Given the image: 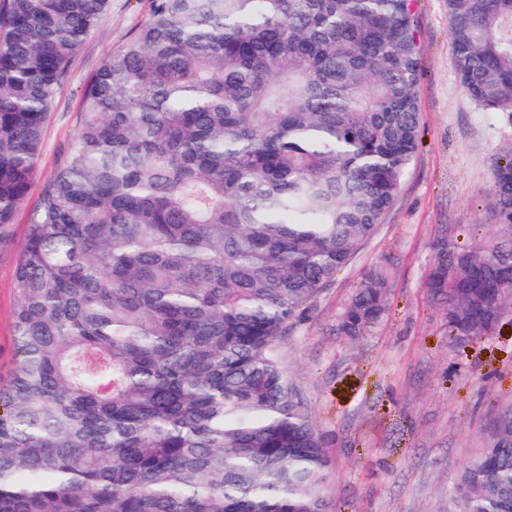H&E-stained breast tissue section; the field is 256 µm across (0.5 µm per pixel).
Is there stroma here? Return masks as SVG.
Returning a JSON list of instances; mask_svg holds the SVG:
<instances>
[{"label":"stroma","mask_w":512,"mask_h":512,"mask_svg":"<svg viewBox=\"0 0 512 512\" xmlns=\"http://www.w3.org/2000/svg\"><path fill=\"white\" fill-rule=\"evenodd\" d=\"M149 0H110L76 52L45 127L35 186L62 161L81 120V91L108 52L140 24ZM417 88L421 145L393 209L354 261L294 321L281 342L283 367L306 402L331 458L328 490L337 512H448L449 494L483 445L498 410L512 402V325L458 348L424 283L433 243L457 244L496 222L489 188L493 159L512 124L467 98L452 64L446 0H418ZM27 199L0 247V375L13 364L14 267L34 216ZM395 263L390 314L352 342L336 333V312L364 269Z\"/></svg>","instance_id":"1"}]
</instances>
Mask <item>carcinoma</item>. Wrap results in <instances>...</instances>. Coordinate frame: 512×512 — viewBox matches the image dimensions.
<instances>
[{"label":"carcinoma","instance_id":"obj_1","mask_svg":"<svg viewBox=\"0 0 512 512\" xmlns=\"http://www.w3.org/2000/svg\"><path fill=\"white\" fill-rule=\"evenodd\" d=\"M415 0H150L82 92L14 269L0 512H335L280 341L392 209L420 141ZM109 0H0V245ZM452 61L512 122V0H447ZM496 230L436 240L448 340L512 315V140ZM391 265L336 315L380 324ZM453 512H512V403Z\"/></svg>","mask_w":512,"mask_h":512}]
</instances>
